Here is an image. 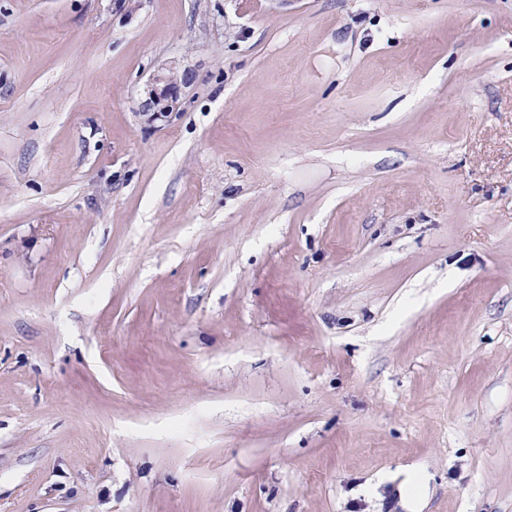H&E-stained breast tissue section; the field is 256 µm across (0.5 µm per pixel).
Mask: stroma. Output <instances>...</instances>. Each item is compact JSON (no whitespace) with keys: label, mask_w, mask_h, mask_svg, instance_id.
Returning <instances> with one entry per match:
<instances>
[{"label":"stroma","mask_w":512,"mask_h":512,"mask_svg":"<svg viewBox=\"0 0 512 512\" xmlns=\"http://www.w3.org/2000/svg\"><path fill=\"white\" fill-rule=\"evenodd\" d=\"M0 512H512V0H0ZM152 80L156 84H163L159 97L157 96L155 100L156 102L160 100L166 101V108L171 107L172 104L177 101L180 86L185 81V77H178L174 71L169 70L167 73L161 72L154 74Z\"/></svg>","instance_id":"obj_1"}]
</instances>
